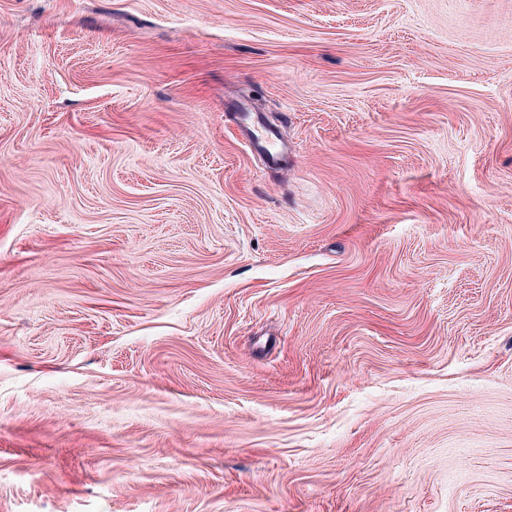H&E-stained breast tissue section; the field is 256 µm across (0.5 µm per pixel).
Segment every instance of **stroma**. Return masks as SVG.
Here are the masks:
<instances>
[{
    "instance_id": "35a3bbf8",
    "label": "stroma",
    "mask_w": 512,
    "mask_h": 512,
    "mask_svg": "<svg viewBox=\"0 0 512 512\" xmlns=\"http://www.w3.org/2000/svg\"><path fill=\"white\" fill-rule=\"evenodd\" d=\"M0 512H512V0H0ZM246 137L265 157L269 165L276 160V157L284 149L280 139L272 130L260 126H245ZM270 135H273L274 138Z\"/></svg>"
}]
</instances>
